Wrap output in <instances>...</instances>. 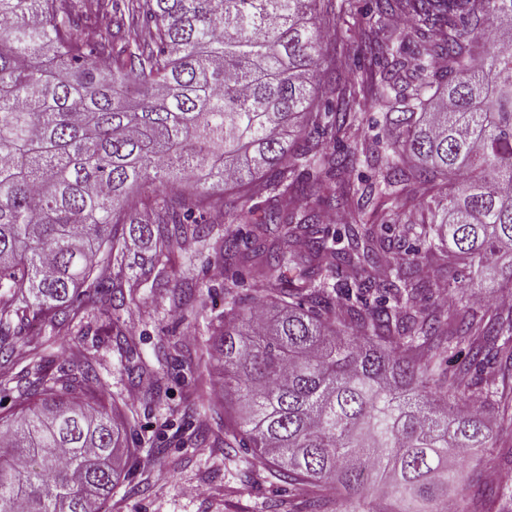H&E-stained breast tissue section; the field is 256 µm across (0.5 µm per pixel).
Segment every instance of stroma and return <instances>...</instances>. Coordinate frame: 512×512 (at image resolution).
<instances>
[{
    "instance_id": "obj_1",
    "label": "stroma",
    "mask_w": 512,
    "mask_h": 512,
    "mask_svg": "<svg viewBox=\"0 0 512 512\" xmlns=\"http://www.w3.org/2000/svg\"><path fill=\"white\" fill-rule=\"evenodd\" d=\"M179 273L160 288L136 283L109 315L82 313L67 335L51 328L12 329L16 348L12 363L0 364L6 404L26 391L22 370L30 354L44 365L76 366L86 353L95 356L96 382L89 393L105 391L108 399L131 411L141 444L127 461L129 476L107 503L108 512H307L309 490H291L274 480L268 465L246 450L231 454L224 444V379L207 353L208 339L224 322V298L255 296L252 285L238 287L224 275L212 245L193 253L176 252ZM192 290L196 300L174 308L172 296ZM150 367L161 386L147 393L137 379L138 366ZM484 415L493 429L494 448L482 466L452 455V468L468 472L470 483L448 491L450 500L465 497L473 512H486V500L499 485L512 484V430L500 427L493 407ZM496 472L498 484L479 490L473 479Z\"/></svg>"
}]
</instances>
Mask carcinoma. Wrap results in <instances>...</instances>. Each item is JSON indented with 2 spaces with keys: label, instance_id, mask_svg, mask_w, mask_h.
<instances>
[{
  "label": "carcinoma",
  "instance_id": "cac0c4a2",
  "mask_svg": "<svg viewBox=\"0 0 512 512\" xmlns=\"http://www.w3.org/2000/svg\"><path fill=\"white\" fill-rule=\"evenodd\" d=\"M394 16L413 34L386 27ZM352 29L356 72L323 49ZM368 87L387 111L360 148ZM417 185L431 195L420 220ZM322 206L348 213L343 228L319 227ZM211 208L250 225L253 248L227 235L216 255L259 293L231 298L211 337L224 445L343 512H447L464 478L448 455L480 461L493 443L480 412L448 404L432 339L448 337L450 361L467 345L478 372L479 336L512 360V315L491 304L477 321L465 292L479 279L512 295V273L491 277L512 253V0H0L1 359L15 323L60 332L108 313L129 280L212 237L188 220ZM127 224L154 239L150 257L129 256ZM442 258L462 276L446 316L419 306L420 272ZM343 269L355 275L330 283ZM26 373L35 389L0 401V512H104L131 453L124 414L76 392L89 362ZM482 395L512 429V400Z\"/></svg>",
  "mask_w": 512,
  "mask_h": 512
}]
</instances>
